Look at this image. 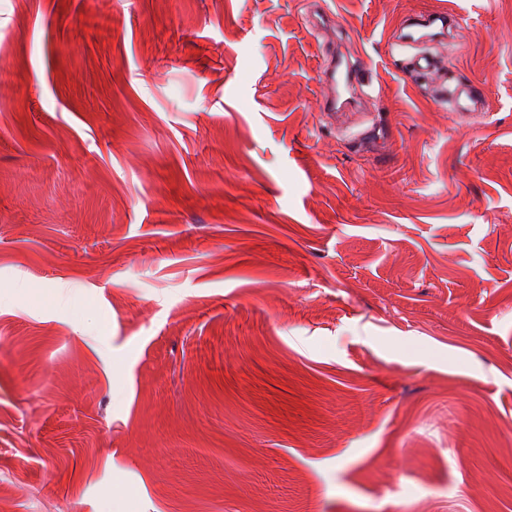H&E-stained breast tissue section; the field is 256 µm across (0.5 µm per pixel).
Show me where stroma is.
<instances>
[{
	"mask_svg": "<svg viewBox=\"0 0 512 512\" xmlns=\"http://www.w3.org/2000/svg\"><path fill=\"white\" fill-rule=\"evenodd\" d=\"M449 1L0 0V512H512V0L469 120ZM458 22V14L454 8V4L448 2V10L442 9L438 11L427 12L414 17H410L404 21L400 28L401 43H418L420 41V32L424 28L439 29L447 32L448 29H454ZM321 78L327 88L321 101L322 112H346L356 106L354 92L359 82L358 71L349 56L336 54L333 48L322 64ZM439 100L448 103L454 112H479L485 98L481 86L473 82L462 81L448 90L447 79L439 81L437 85Z\"/></svg>",
	"mask_w": 512,
	"mask_h": 512,
	"instance_id": "obj_1",
	"label": "stroma"
}]
</instances>
